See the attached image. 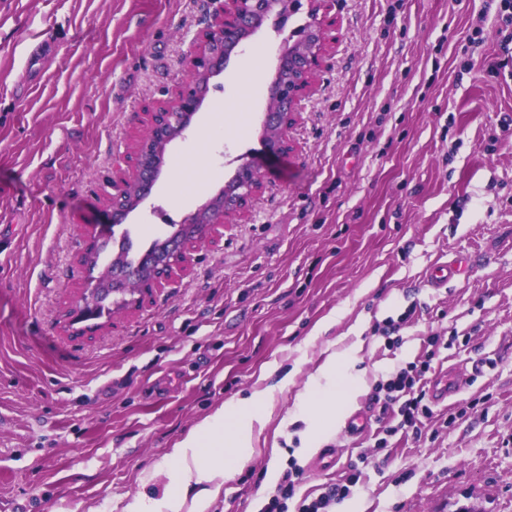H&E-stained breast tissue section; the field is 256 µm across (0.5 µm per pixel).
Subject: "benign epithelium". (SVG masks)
Returning <instances> with one entry per match:
<instances>
[{"mask_svg":"<svg viewBox=\"0 0 512 512\" xmlns=\"http://www.w3.org/2000/svg\"><path fill=\"white\" fill-rule=\"evenodd\" d=\"M304 1L310 22L281 56L269 86V106L261 134L268 157L281 158L291 152L288 128L294 124L301 102L314 92L325 57L336 42V17L331 15L335 0H211L213 10L209 23L192 40L184 58L189 70L188 81L172 88L165 99L144 106L145 135L159 142L162 157L150 165L141 157L136 145L126 154L125 166L116 167L112 178L106 181L104 213L112 223H123L151 193L163 171L167 146L191 125L209 92L210 79L224 70L236 49L268 18L274 17L284 25L301 9ZM263 184L262 165L246 161L224 187L189 214L184 223H208L211 231L221 236L224 225L241 223ZM190 260L187 248L178 249L167 271L149 286L128 271L123 256L116 255L112 258V268L103 274V282L118 286L128 299L108 305L97 297L96 288H86V299L71 311V323L84 324L86 331L98 328L95 320L107 312V307H112L115 313L131 302L142 304L154 288L168 281L175 270L186 267Z\"/></svg>","mask_w":512,"mask_h":512,"instance_id":"obj_1","label":"benign epithelium"}]
</instances>
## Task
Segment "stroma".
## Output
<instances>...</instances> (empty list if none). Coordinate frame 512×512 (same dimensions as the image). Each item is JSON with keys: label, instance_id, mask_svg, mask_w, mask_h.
<instances>
[{"label": "stroma", "instance_id": "1", "mask_svg": "<svg viewBox=\"0 0 512 512\" xmlns=\"http://www.w3.org/2000/svg\"><path fill=\"white\" fill-rule=\"evenodd\" d=\"M497 7L336 0V42L282 159L264 157L260 125L308 15L263 25L100 261L123 236L136 256L169 236L251 158L266 182L248 216L197 241L142 305L73 337L102 180L144 133V105L186 79L212 4L0 0V512H121L205 416L290 371L209 512H265L269 470L293 464L286 512L352 475L364 512H512V43ZM460 257L467 278L429 286L431 266ZM357 334L351 414L412 363H429V385L453 365L473 379L432 404L418 437L393 410L358 436L337 424L323 440L336 466L315 473L304 422L286 419L330 342Z\"/></svg>", "mask_w": 512, "mask_h": 512}]
</instances>
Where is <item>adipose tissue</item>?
Listing matches in <instances>:
<instances>
[{"label":"adipose tissue","instance_id":"ef3b65f1","mask_svg":"<svg viewBox=\"0 0 512 512\" xmlns=\"http://www.w3.org/2000/svg\"><path fill=\"white\" fill-rule=\"evenodd\" d=\"M359 350L355 344L330 355L298 395L288 420L305 422L306 449L319 447L323 436L346 413L348 397L359 386ZM292 382V375H285L277 386L227 401L205 417L167 453L161 494H137L122 512H208L224 482L249 463L253 440L271 415L275 390Z\"/></svg>","mask_w":512,"mask_h":512}]
</instances>
